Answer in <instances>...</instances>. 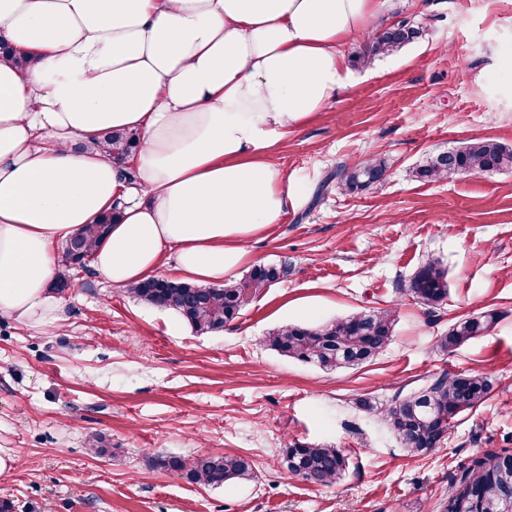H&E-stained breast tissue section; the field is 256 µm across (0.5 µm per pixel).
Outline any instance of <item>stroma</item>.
I'll use <instances>...</instances> for the list:
<instances>
[{"instance_id": "1", "label": "stroma", "mask_w": 512, "mask_h": 512, "mask_svg": "<svg viewBox=\"0 0 512 512\" xmlns=\"http://www.w3.org/2000/svg\"><path fill=\"white\" fill-rule=\"evenodd\" d=\"M371 32L400 22L422 35L354 65L347 85L269 154L301 187L281 223L251 242L288 274L224 331L198 334L174 311L78 269L69 319L45 330L0 318V475L13 512H439L472 455L512 448V172L421 182L429 156L474 138L512 147V0H378ZM384 160L382 183L347 193L326 183L341 164ZM430 258L447 272L434 311L406 285ZM396 312L392 343L372 362L325 371L261 346L284 323L316 324L373 309ZM500 319L454 351V322ZM492 385L442 445L410 456L375 414L443 373ZM100 452H92L91 442ZM343 449L329 486L287 479L286 444ZM242 453L256 477L203 487L156 468L158 455Z\"/></svg>"}]
</instances>
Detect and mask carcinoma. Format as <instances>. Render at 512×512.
Listing matches in <instances>:
<instances>
[{
    "mask_svg": "<svg viewBox=\"0 0 512 512\" xmlns=\"http://www.w3.org/2000/svg\"><path fill=\"white\" fill-rule=\"evenodd\" d=\"M421 36L407 22L389 27L367 39L355 62L367 63L381 55L392 54ZM106 153L121 162L137 152L138 135L126 131H108L103 136ZM512 170V148L493 139H472L430 158L416 170L425 182L453 181L460 177ZM386 171L382 160L371 159L352 167L342 165L325 182L336 181L343 191H364L379 183ZM113 215L105 213L95 224H86L63 248L65 269L60 271L57 287L70 285L69 270L87 268L93 248L107 235ZM287 274V268L259 264L238 281L221 286H202L164 276H153L126 292L138 300L161 309L175 311L195 331L217 332L236 321L249 302L264 293ZM407 292L420 304L432 309L448 297V282L440 262L422 263L411 276ZM499 314L493 310L479 319L452 324L437 346L452 351L487 331ZM395 311L380 309L359 311L315 326L290 324L263 337L264 347L299 362L314 364L323 370L352 368L372 361L392 341ZM491 390L488 379L480 374L444 373L418 391L379 407L370 399L359 406L375 412L393 432L410 455L424 454L444 440V434L465 412L476 408ZM288 478L329 486L345 475L349 457L340 448L294 442L281 449ZM157 465L178 472L186 480L204 487H220L229 481L255 478L252 461L243 455L199 454L191 459L165 456ZM472 499V512H496L505 497H512V449L503 448L472 457L459 466L448 488L443 512H453L460 499Z\"/></svg>",
    "mask_w": 512,
    "mask_h": 512,
    "instance_id": "obj_1",
    "label": "carcinoma"
}]
</instances>
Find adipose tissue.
<instances>
[{
  "label": "adipose tissue",
  "instance_id": "ef3b65f1",
  "mask_svg": "<svg viewBox=\"0 0 512 512\" xmlns=\"http://www.w3.org/2000/svg\"><path fill=\"white\" fill-rule=\"evenodd\" d=\"M375 2L0 0V40L31 59H0V317L65 322L54 249L113 207L92 254L112 285L169 250L182 280H233L299 195L268 154L345 88ZM109 130L138 152L108 157Z\"/></svg>",
  "mask_w": 512,
  "mask_h": 512
}]
</instances>
